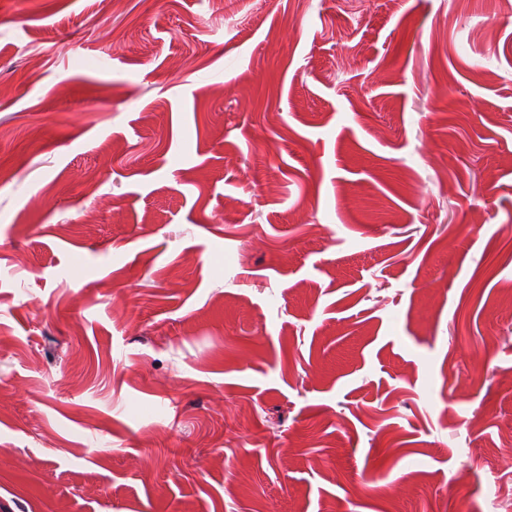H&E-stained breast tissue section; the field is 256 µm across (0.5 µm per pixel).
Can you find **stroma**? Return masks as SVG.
<instances>
[{
    "mask_svg": "<svg viewBox=\"0 0 512 512\" xmlns=\"http://www.w3.org/2000/svg\"><path fill=\"white\" fill-rule=\"evenodd\" d=\"M507 12L0 0V512H512Z\"/></svg>",
    "mask_w": 512,
    "mask_h": 512,
    "instance_id": "1",
    "label": "stroma"
}]
</instances>
